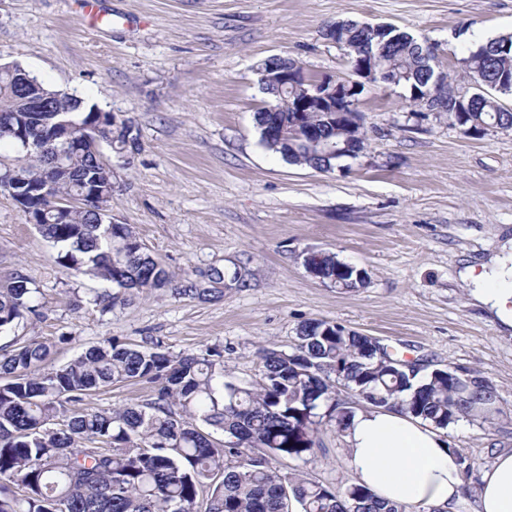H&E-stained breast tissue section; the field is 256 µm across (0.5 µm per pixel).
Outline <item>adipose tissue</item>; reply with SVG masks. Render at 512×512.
Listing matches in <instances>:
<instances>
[{
	"instance_id": "obj_1",
	"label": "adipose tissue",
	"mask_w": 512,
	"mask_h": 512,
	"mask_svg": "<svg viewBox=\"0 0 512 512\" xmlns=\"http://www.w3.org/2000/svg\"><path fill=\"white\" fill-rule=\"evenodd\" d=\"M474 298L512 327V253L481 272L466 268ZM356 483L415 512H451L461 497L456 457L428 422L400 411L371 408L355 415L346 432ZM475 512H512V450L496 452L484 467Z\"/></svg>"
}]
</instances>
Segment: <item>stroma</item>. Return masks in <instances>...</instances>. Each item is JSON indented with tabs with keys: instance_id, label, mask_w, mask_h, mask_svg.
Here are the masks:
<instances>
[{
	"instance_id": "1",
	"label": "stroma",
	"mask_w": 512,
	"mask_h": 512,
	"mask_svg": "<svg viewBox=\"0 0 512 512\" xmlns=\"http://www.w3.org/2000/svg\"><path fill=\"white\" fill-rule=\"evenodd\" d=\"M112 24L83 22L74 0H0V64L18 62L54 89L89 99L130 126L136 149L112 154V220L132 225L173 286L136 292L111 311L75 297L105 282L66 273L23 211L0 193V281L25 274L41 317L0 334L52 343L59 366L115 339L160 340L175 353L221 352L228 378L254 381L264 346L290 350L299 324L323 318L400 358L477 369L496 390L486 419L445 430L450 447L483 469L512 448V328L471 297L460 277L512 239V132L466 136L445 112H418L396 86L366 85L358 109L365 151L324 173L286 162L261 143L254 113L266 101L258 62H300L312 78H347L343 47L323 36L342 19L395 25L438 44L452 90L472 91L464 58L475 43L512 32V0H101ZM335 253L366 272L341 290L312 276L307 251ZM225 278L211 286L209 275ZM195 281L211 295L190 298ZM153 397L144 383L115 386L92 410ZM302 469L351 483L344 434L323 427Z\"/></svg>"
}]
</instances>
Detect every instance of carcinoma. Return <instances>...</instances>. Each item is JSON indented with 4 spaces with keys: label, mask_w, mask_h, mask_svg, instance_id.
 Here are the masks:
<instances>
[{
    "label": "carcinoma",
    "mask_w": 512,
    "mask_h": 512,
    "mask_svg": "<svg viewBox=\"0 0 512 512\" xmlns=\"http://www.w3.org/2000/svg\"><path fill=\"white\" fill-rule=\"evenodd\" d=\"M336 43L351 57L359 46L380 54L383 68L409 92L411 102L438 90L466 135L489 127L512 130V109L500 102L512 96V33L469 51L464 64L470 81L483 77L486 82L459 107L448 96L437 46L420 43L394 25L385 32L354 21L336 23ZM22 70L18 62L0 66V145L24 153L27 162L16 166L19 177L38 182L49 154L47 145L26 149L17 137L24 126L39 138L30 101L71 113L76 141L96 138L118 153L134 143L130 127L112 130L108 115L85 108L84 98L41 80L30 87L28 99H20L15 82ZM265 72L263 61L256 73L268 100L254 113V122L266 149L319 172L336 167L323 138L347 141L355 157L364 151L360 122L338 127L316 104L300 118L301 129L312 134H293L288 104L306 98L309 85L299 80L285 90L269 87ZM270 106L276 111H268ZM276 122L288 134L270 140L266 127ZM105 161L91 151L69 153L66 164L81 178L62 182L53 194L71 202L70 210L61 218L46 200L44 210L36 212L39 232L57 249V263L68 274L112 285L87 299L103 311L132 290L171 283L162 262L144 250L130 225L110 226L107 215L82 201ZM316 277L349 289L355 271L324 251ZM36 293L21 272L0 284V332L38 314ZM49 354L50 344L37 335L20 338L0 354V512H408L357 483L331 488L300 470L283 474L275 463H308L316 453V434L327 422L346 431L354 412L336 398L338 383L370 406L398 407L440 430L490 408L495 398L492 383L477 371L435 368L419 380L413 365H395L381 344L320 318L300 325L292 350L261 348L260 379L251 383L226 380L221 353L210 348L175 354L159 342L127 345L108 339L58 367L47 365ZM137 382L153 385L150 402L112 410L81 407L101 390ZM218 432L233 440L216 439ZM457 461L466 495L474 462L461 453Z\"/></svg>",
    "instance_id": "1"
}]
</instances>
